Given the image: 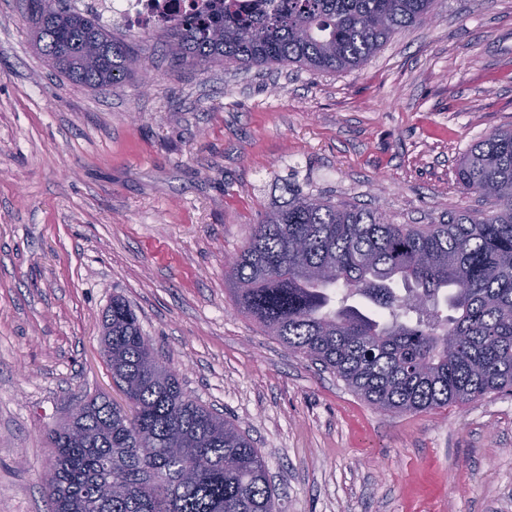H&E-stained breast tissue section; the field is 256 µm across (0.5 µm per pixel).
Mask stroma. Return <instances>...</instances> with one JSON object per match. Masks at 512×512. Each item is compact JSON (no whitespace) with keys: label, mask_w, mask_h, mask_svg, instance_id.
Here are the masks:
<instances>
[{"label":"stroma","mask_w":512,"mask_h":512,"mask_svg":"<svg viewBox=\"0 0 512 512\" xmlns=\"http://www.w3.org/2000/svg\"><path fill=\"white\" fill-rule=\"evenodd\" d=\"M0 0V512H48L46 434L122 396L100 347L124 297L186 390L254 439L280 512H512V394L376 410L242 313L225 280L285 186L434 224L491 206L456 168L512 128V0L437 20L354 70L176 69L92 90L55 74Z\"/></svg>","instance_id":"1"}]
</instances>
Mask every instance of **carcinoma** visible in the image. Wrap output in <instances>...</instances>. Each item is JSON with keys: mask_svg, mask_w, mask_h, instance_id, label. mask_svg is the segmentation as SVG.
I'll return each instance as SVG.
<instances>
[{"mask_svg": "<svg viewBox=\"0 0 512 512\" xmlns=\"http://www.w3.org/2000/svg\"><path fill=\"white\" fill-rule=\"evenodd\" d=\"M28 12L59 74L101 89L140 68L138 51L68 0ZM438 0H210L162 21L175 67L295 64L351 70L425 25ZM487 214L422 226L288 190L255 224L227 281L247 316L336 374L377 410L420 413L512 392V129L458 165ZM102 353L121 405L105 396L48 434L50 512H278L261 449L196 401L121 297L102 318Z\"/></svg>", "mask_w": 512, "mask_h": 512, "instance_id": "carcinoma-1", "label": "carcinoma"}]
</instances>
